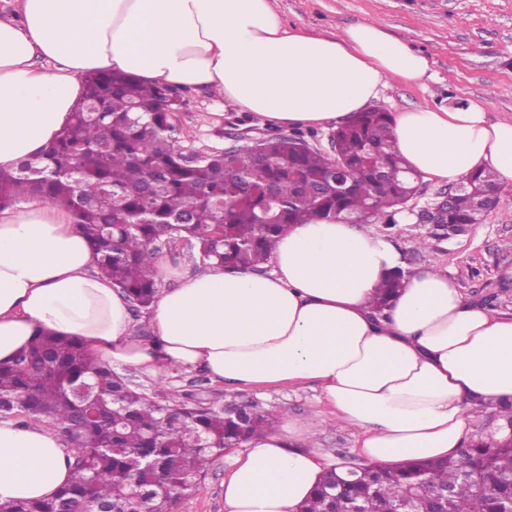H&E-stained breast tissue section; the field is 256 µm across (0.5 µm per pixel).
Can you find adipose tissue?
Wrapping results in <instances>:
<instances>
[{
	"label": "adipose tissue",
	"instance_id": "1",
	"mask_svg": "<svg viewBox=\"0 0 512 512\" xmlns=\"http://www.w3.org/2000/svg\"><path fill=\"white\" fill-rule=\"evenodd\" d=\"M430 63L378 22L335 37L286 26L273 0H6L0 9V170L38 156L71 118L80 78L121 71L202 88L276 127L344 124L387 79ZM396 146L429 179L474 171L512 181V119L478 104L392 118ZM270 272L184 269L136 336L124 295L94 272L70 209L29 196L0 208V362L37 330L84 342L101 362L149 375L203 370L240 390L314 382L365 466L459 457L467 409L512 402V315L472 303L435 268L408 275L385 312L373 298L402 253L374 227L294 224ZM314 425L252 436L224 480V512H296L325 466L298 446ZM59 434L0 419V502L42 500L70 479Z\"/></svg>",
	"mask_w": 512,
	"mask_h": 512
}]
</instances>
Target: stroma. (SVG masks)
I'll return each instance as SVG.
<instances>
[{
  "label": "stroma",
  "mask_w": 512,
  "mask_h": 512,
  "mask_svg": "<svg viewBox=\"0 0 512 512\" xmlns=\"http://www.w3.org/2000/svg\"><path fill=\"white\" fill-rule=\"evenodd\" d=\"M285 24L313 35L341 33L346 27L374 20L393 37L425 55L431 77L425 85L388 80L373 108L403 112L417 108H453L456 101L479 104L488 120L512 118V0H274ZM175 114L184 150L225 151L253 144L272 134L251 113L217 95L189 88L181 90ZM443 184L422 179L416 197L397 214L392 225L377 229L402 251L406 266L416 270L438 266L454 277L463 295L477 303H492L512 314V183L501 184L500 202L483 223L472 225L452 239H438L417 216ZM117 371L135 386L150 392L162 387L170 401L193 396L221 408L248 404L265 415L278 432L290 422L318 419L312 447L327 465L356 466L361 459L357 437L345 426L324 420L327 406L320 402L316 384L277 389L228 390L200 370L170 369L150 376L129 367ZM236 449L225 451L183 497L176 512H224V478Z\"/></svg>",
  "instance_id": "1"
}]
</instances>
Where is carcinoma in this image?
Listing matches in <instances>:
<instances>
[{
    "label": "carcinoma",
    "instance_id": "cac0c4a2",
    "mask_svg": "<svg viewBox=\"0 0 512 512\" xmlns=\"http://www.w3.org/2000/svg\"><path fill=\"white\" fill-rule=\"evenodd\" d=\"M83 86L71 123L42 154L0 172V205L35 192L70 208L93 246L97 273L142 314L160 284L152 259L161 243L171 251L190 248L198 271L211 263L261 271L292 224H393L417 194L421 175L406 166L391 113L383 110L336 128L332 155L289 133L264 139L260 151L247 145L189 158L172 142L171 86L117 72L89 73ZM335 161L345 173L341 189L331 178ZM269 187L281 204L273 223L263 222ZM497 191L494 174H470L442 224L453 231L482 223V197ZM408 275L399 268L380 285L374 310H383ZM159 394L130 386L81 341L39 333L0 363V418L59 429L73 452L71 476L54 497L0 503V512H80L89 502L103 512H138L137 493L173 512L225 449L267 428L258 413L234 416L195 401L172 405ZM461 456L364 468L344 484L331 467L300 512H327L336 494L367 512H394L413 491L432 495L448 486L455 493L448 512H498L512 493L503 483L512 476V447L479 440Z\"/></svg>",
    "mask_w": 512,
    "mask_h": 512
}]
</instances>
